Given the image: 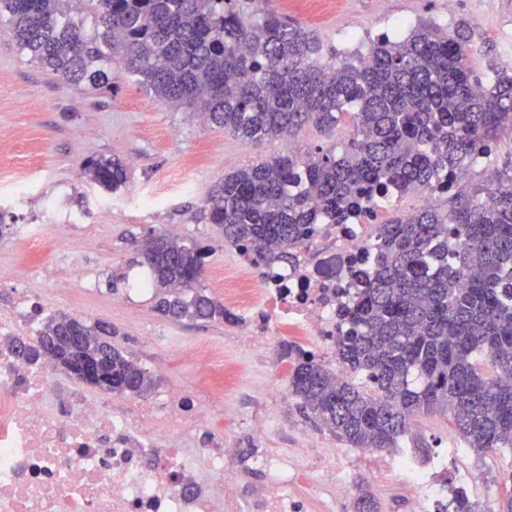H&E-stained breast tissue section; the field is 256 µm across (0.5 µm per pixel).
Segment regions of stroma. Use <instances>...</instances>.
Wrapping results in <instances>:
<instances>
[{"mask_svg": "<svg viewBox=\"0 0 512 512\" xmlns=\"http://www.w3.org/2000/svg\"><path fill=\"white\" fill-rule=\"evenodd\" d=\"M268 7L343 55L422 22H462L473 31V65L482 71L504 62L512 36V0H495L490 10L485 0H269ZM275 150L273 143L242 140L201 123L127 80L106 92L70 84L20 52L0 25V222L13 228L0 239V299L24 290L49 302L51 311L110 323L113 345L155 379L142 396L104 393L115 406H152L171 389L192 394L209 387L205 371L187 356L191 344L208 345L215 360L242 369L236 386L216 389L213 399L214 408L229 404L242 417L240 447L258 442L290 456L309 442L314 454L300 459L301 467L334 465L319 492L295 487L308 512H323L329 498L337 512H354L363 489L379 512H409L403 482L377 466L381 451L349 447L307 419L288 392L289 361L275 367L257 356L244 342L245 326L172 321L155 311L152 296L108 287L112 271L131 255V239L163 231L210 246L202 285L223 300L224 272L235 252L225 245L223 229L206 223L201 211L225 175ZM101 156L126 163L125 187L108 191L86 177L88 161ZM24 224L42 225L39 246L18 239L15 230ZM76 266L85 281L69 276ZM401 446L419 458L447 455L442 484L464 489L478 512H498L512 495V451L473 452L447 415L416 417Z\"/></svg>", "mask_w": 512, "mask_h": 512, "instance_id": "1", "label": "stroma"}]
</instances>
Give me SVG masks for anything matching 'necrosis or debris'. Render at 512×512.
I'll return each mask as SVG.
<instances>
[{"instance_id":"4bbe7bcc","label":"necrosis or debris","mask_w":512,"mask_h":512,"mask_svg":"<svg viewBox=\"0 0 512 512\" xmlns=\"http://www.w3.org/2000/svg\"><path fill=\"white\" fill-rule=\"evenodd\" d=\"M468 173L414 191L391 190L339 224H321L286 267L260 266L253 251L235 254L225 272L224 308L248 330L263 357L276 328L313 337L312 352L337 363L336 338L348 327L339 311L365 286L378 232L459 191ZM40 302L22 294L0 302V512H306L294 485L314 476L271 451L245 452L214 429L202 393L173 390L162 407L137 412L108 405L83 385L56 375L46 358L17 356L7 339L37 340ZM264 468L265 486L243 498L234 471L243 458ZM442 457L392 459L418 502L439 497Z\"/></svg>"}]
</instances>
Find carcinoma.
I'll list each match as a JSON object with an SVG mask.
<instances>
[{
    "label": "carcinoma",
    "mask_w": 512,
    "mask_h": 512,
    "mask_svg": "<svg viewBox=\"0 0 512 512\" xmlns=\"http://www.w3.org/2000/svg\"><path fill=\"white\" fill-rule=\"evenodd\" d=\"M266 0H0V23L20 51L69 83L112 89L136 83L234 136L282 142L307 126L333 130L349 119L342 151L284 149L224 177L203 218L233 248L290 263L329 219L340 223L390 188L425 186L476 160L478 148L512 141V75L477 90L464 24L421 23L369 45L370 61L336 60L302 24L261 7ZM106 190L127 183L125 164L99 157L85 168ZM159 294L156 310L232 322L197 289L208 248L167 235L135 248ZM336 337L358 385L294 343L290 394L307 418L353 448H397L414 417H451L478 453L512 448V160L495 185L460 190L383 225L372 272L344 312ZM112 325L57 311L40 342L11 341L27 357L47 350L55 366L89 384L142 395L152 374L106 337ZM450 512H476L452 491Z\"/></svg>",
    "instance_id": "cac0c4a2"
}]
</instances>
